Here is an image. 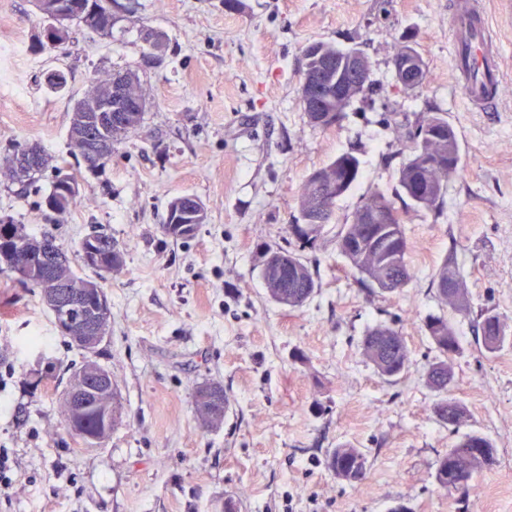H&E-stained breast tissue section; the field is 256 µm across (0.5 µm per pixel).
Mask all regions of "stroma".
Returning <instances> with one entry per match:
<instances>
[{"instance_id":"obj_1","label":"stroma","mask_w":512,"mask_h":512,"mask_svg":"<svg viewBox=\"0 0 512 512\" xmlns=\"http://www.w3.org/2000/svg\"><path fill=\"white\" fill-rule=\"evenodd\" d=\"M451 0H120L111 41L83 28L61 49L41 43L33 0H0V164L13 143L39 142L65 158L84 190L70 212L48 210L55 173L34 185L0 183V219L49 234L79 263L99 230L125 256L103 286L112 306L98 357L125 406L122 423L88 450L65 426L61 394L82 354L57 329L37 289L0 274V448L13 461L0 512H512V345L482 354L470 318L443 311L431 275L454 254L472 311L495 309L512 326V14L483 0L504 78L494 111L471 110L451 71ZM167 39L148 56L141 31ZM422 57V88H396L392 59L405 38ZM356 47L376 86L340 126L313 127L300 102L304 49ZM68 83L47 90L46 72ZM138 72L147 99L139 126L112 142L105 166L87 168L67 141L72 106L92 78ZM447 112L466 170L448 185L441 217L413 212L405 232L414 280L401 292L357 284L336 233L363 195L392 193L401 163L387 106ZM362 176L340 198L314 246L300 249L317 287L301 308L272 301L265 249L296 248L290 226L305 177L343 152ZM193 195L208 218L187 240L168 236V203ZM298 248V247H297ZM446 312L462 341L451 395L466 415L438 420L424 375L436 352L422 324ZM386 324L410 362L396 383L366 361L367 329ZM218 382L232 400L223 424L202 426L196 387ZM482 433L496 461L465 505L435 481V461ZM349 443L368 455L364 479L338 481L328 452Z\"/></svg>"}]
</instances>
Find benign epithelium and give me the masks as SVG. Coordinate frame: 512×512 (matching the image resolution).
<instances>
[{
    "label": "benign epithelium",
    "instance_id": "obj_1",
    "mask_svg": "<svg viewBox=\"0 0 512 512\" xmlns=\"http://www.w3.org/2000/svg\"><path fill=\"white\" fill-rule=\"evenodd\" d=\"M40 14L45 42L54 48H63L70 42L68 25L71 13L62 0H35ZM141 38L150 53L162 57L166 52V40L162 34L145 29ZM342 58L336 70V96H341L342 77L348 74L356 83L368 85L365 61L356 48L341 51ZM397 85L404 90H416L421 86L422 65L412 49L404 56L392 60ZM131 83L126 73L109 72L89 82L87 90L75 103L68 126L67 137L71 148L91 166L112 156V139L102 137L114 128L122 130L134 125L140 113L146 109V98L133 97L128 93ZM45 155L38 143H29L24 149L12 153L0 167V179L17 183L42 168ZM81 184L66 179L60 185L59 193L50 198L46 206L57 213L60 207L77 199ZM186 209L192 223L205 221L206 210L194 196L182 195L172 201L167 209L166 221ZM100 241L86 236L80 243L82 261L96 268L99 278L91 281L80 280L76 275L61 276L63 269L71 266L65 250L56 240L39 237L35 240L24 236L11 227L0 231V267L16 279L26 282L39 277L46 291L43 301L55 316L58 330L79 343L89 367L80 371L68 389L66 400L70 408L71 425L86 422L91 417L97 430H77L78 438L87 448L99 446L112 427V373L97 361L98 352L108 336L107 322L112 320L111 305L102 287L101 277L113 273L112 266L102 264L97 248Z\"/></svg>",
    "mask_w": 512,
    "mask_h": 512
}]
</instances>
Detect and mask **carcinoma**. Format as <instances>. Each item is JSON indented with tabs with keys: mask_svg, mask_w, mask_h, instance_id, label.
Masks as SVG:
<instances>
[{
	"mask_svg": "<svg viewBox=\"0 0 512 512\" xmlns=\"http://www.w3.org/2000/svg\"><path fill=\"white\" fill-rule=\"evenodd\" d=\"M76 16L74 23L101 38L112 36L107 29L109 18L104 0H70ZM336 45L316 41L304 50L305 64L301 84H306L320 72H336L327 62L336 59ZM353 81L346 88L345 100L331 97H300V104L308 121L315 119L316 106L333 114L334 125H339L354 100L372 89ZM397 155L402 158L398 169L397 189L392 197L380 192L365 196L349 222L340 225L336 245L347 259L355 281L364 287L376 288L382 293H394L407 286L414 273L407 261L409 242L405 234L408 212L438 213L448 192V181L463 171L462 151L455 128L448 121V113L432 110L420 112L413 122L395 123ZM359 158L351 152L341 153L329 164L313 170L304 180L297 201L298 217L327 224L334 211L322 209V198L330 191L346 186L353 191L360 179ZM102 261L112 263L116 271L118 252L114 251L112 237H105L99 247ZM268 261L269 269L262 279L269 298L283 306L299 308L310 298L316 282L309 267L295 249H276ZM432 286L441 305L453 311L470 312L468 289L452 258H445L432 273ZM478 344L484 353L493 355L505 343L512 341V331L501 316L490 308L480 310L473 319ZM423 329L438 352L426 371V385L439 393L433 406L438 419L448 425L460 423L464 417L463 405L448 394L453 381L452 358L460 354L462 345L457 331L443 315H428ZM364 356L377 372L391 381L399 380L409 363V351L404 337L386 325L370 328L362 339ZM224 387L208 384L194 394V410L206 427L220 425L224 420ZM496 449L491 439L480 433H470L438 457L435 481L448 494L461 496L468 492L471 482L483 469L495 462ZM367 454L351 444H341L329 451L327 467L336 479L354 485L366 474Z\"/></svg>",
	"mask_w": 512,
	"mask_h": 512,
	"instance_id": "cac0c4a2",
	"label": "carcinoma"
}]
</instances>
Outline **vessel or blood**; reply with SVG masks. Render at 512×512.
<instances>
[{
	"mask_svg": "<svg viewBox=\"0 0 512 512\" xmlns=\"http://www.w3.org/2000/svg\"><path fill=\"white\" fill-rule=\"evenodd\" d=\"M448 34L453 46L451 66L463 98L475 110H493L500 98L502 72L495 51L496 35L482 0H453Z\"/></svg>",
	"mask_w": 512,
	"mask_h": 512,
	"instance_id": "vessel-or-blood-1",
	"label": "vessel or blood"
}]
</instances>
